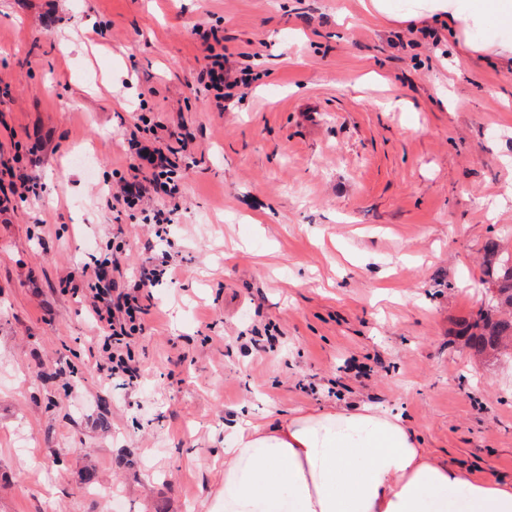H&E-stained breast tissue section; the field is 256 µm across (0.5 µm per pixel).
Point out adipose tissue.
Returning <instances> with one entry per match:
<instances>
[{
  "label": "adipose tissue",
  "mask_w": 512,
  "mask_h": 512,
  "mask_svg": "<svg viewBox=\"0 0 512 512\" xmlns=\"http://www.w3.org/2000/svg\"><path fill=\"white\" fill-rule=\"evenodd\" d=\"M422 9L464 47L456 69L482 55L512 68V0ZM211 512H512V480H474L433 459L401 415L328 408L233 424Z\"/></svg>",
  "instance_id": "adipose-tissue-1"
}]
</instances>
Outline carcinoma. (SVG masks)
Here are the masks:
<instances>
[{"mask_svg":"<svg viewBox=\"0 0 512 512\" xmlns=\"http://www.w3.org/2000/svg\"><path fill=\"white\" fill-rule=\"evenodd\" d=\"M486 270L494 286L495 309L479 310L473 322L470 346L479 353L496 352L512 341V256L503 255L495 241L484 247Z\"/></svg>","mask_w":512,"mask_h":512,"instance_id":"obj_1","label":"carcinoma"}]
</instances>
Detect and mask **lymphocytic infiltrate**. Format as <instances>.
Here are the masks:
<instances>
[{
    "label": "lymphocytic infiltrate",
    "mask_w": 512,
    "mask_h": 512,
    "mask_svg": "<svg viewBox=\"0 0 512 512\" xmlns=\"http://www.w3.org/2000/svg\"><path fill=\"white\" fill-rule=\"evenodd\" d=\"M205 48L203 62L196 81L212 98L217 111H224L227 100L235 92L248 90L251 85V64L260 60V52L249 53V65L235 66L230 54L216 50L218 35L213 30H199ZM148 135H131L128 149L131 168L139 173L138 183L119 181L114 197L128 211L146 213L151 226L170 223L171 204L181 198L176 152L188 151L191 141L179 129L166 130L168 143H161L156 135L160 122L142 117ZM167 197L169 206L155 207L158 197ZM122 246H113L103 257H90L77 270L68 272L63 280L72 295L89 303V311L100 331L95 339L97 352L89 356L90 367L104 372L114 386L125 389L139 382L142 364L132 349L136 336L144 330L156 285L165 279H174L176 273L166 257L148 255L137 267L135 274L125 275L122 270Z\"/></svg>",
    "instance_id": "obj_1"
}]
</instances>
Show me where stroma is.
Instances as JSON below:
<instances>
[{"label": "stroma", "mask_w": 512, "mask_h": 512, "mask_svg": "<svg viewBox=\"0 0 512 512\" xmlns=\"http://www.w3.org/2000/svg\"><path fill=\"white\" fill-rule=\"evenodd\" d=\"M428 24L360 0H0V162L41 186L0 212V512H210L231 424L330 407L401 414L437 460L512 478V354L460 334L484 244L512 254V70L452 72ZM197 25L263 44L224 112L191 82ZM144 102L194 142L178 280L122 390L87 367L99 331L62 279L117 221L124 270L143 258L151 227L106 191Z\"/></svg>", "instance_id": "1"}]
</instances>
